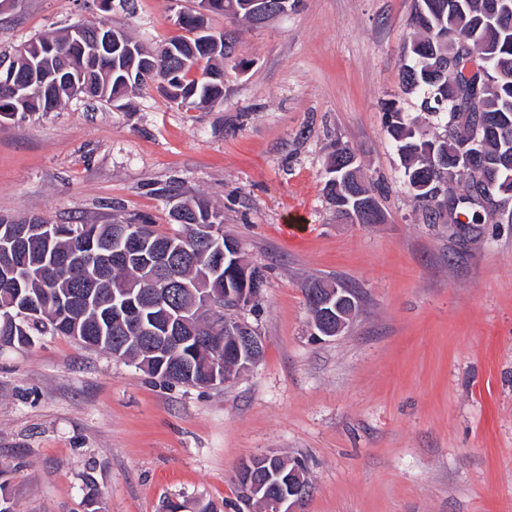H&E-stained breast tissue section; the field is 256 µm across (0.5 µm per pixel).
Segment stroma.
<instances>
[{"label": "stroma", "instance_id": "obj_1", "mask_svg": "<svg viewBox=\"0 0 512 512\" xmlns=\"http://www.w3.org/2000/svg\"><path fill=\"white\" fill-rule=\"evenodd\" d=\"M415 0H295L237 29L242 73L187 109L158 84L124 106L82 95L0 124V215L50 224L148 216L178 233L170 190L209 201L266 269L243 318L259 363L229 382H166L63 335L0 349V497L11 512H238L237 473L277 454L306 465L298 512H512V226L469 241L423 223L385 124L401 94ZM198 0H23L0 52L99 18L155 50ZM376 186L379 224L338 221L323 192L334 143ZM315 276L364 294L318 339Z\"/></svg>", "mask_w": 512, "mask_h": 512}]
</instances>
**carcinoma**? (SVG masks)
<instances>
[{"label": "carcinoma", "instance_id": "obj_1", "mask_svg": "<svg viewBox=\"0 0 512 512\" xmlns=\"http://www.w3.org/2000/svg\"><path fill=\"white\" fill-rule=\"evenodd\" d=\"M216 14L232 15L244 22L262 24L245 6L249 0H218ZM200 19L185 14L181 29L187 35L170 40L168 46L180 50V60L170 63L162 53H151L127 33L118 31L120 43L112 51L97 49L93 23H80L85 37L77 41L74 27L61 37H41L25 46V53L11 57L17 84L27 88L19 97L0 88V111L17 110L20 115L51 112L69 98L68 77L84 86L85 94L105 103H117L135 94L144 84L140 73L144 62L155 63L151 78L169 85L166 97L179 105L212 107L224 101L225 62L245 70L246 63L237 56L239 37L235 30L218 36L219 49L203 51L195 33ZM412 25L418 36L410 47V63L402 70L400 91L419 100L423 115L412 116L393 106L388 113V132L403 159L405 183L423 223L442 224L445 216H456V223L468 225L470 236L487 233L486 219L502 223L509 216L512 224V0H415ZM495 120L487 123L485 116ZM479 153V170L464 172L455 165L457 157L468 151ZM323 191L338 219H350L357 206L376 201L374 187L363 175L359 164L353 171L331 162L325 170ZM185 214L170 213L172 221L182 225V235H166L142 220H129L149 241V245L174 249L187 246L192 257L182 260L176 254L167 274L194 286L210 265L208 243L199 240V225L214 223L219 211L203 198L183 199ZM12 224H28L38 229L45 220L5 218L0 216V238ZM116 222L91 224L94 235L80 241L61 236L51 242L23 249L15 255L13 266L22 277L13 279L0 270V342L5 347H31L35 337L46 334L71 335L70 316L65 314L69 298L75 293H93L89 310L79 320V341L134 360L142 354L128 342L134 331L126 324L112 322L113 293L125 290L143 301L144 318L158 344L169 341L163 324L170 308L192 305L194 297L185 288H171L169 295L151 293L149 272L130 264L114 265L109 254ZM63 263L51 268L52 258ZM233 264L227 256L223 273L209 280L208 288L228 296L239 283L224 277ZM341 289L354 303L339 307L338 317L350 322L361 310L358 290L332 284L319 277L305 288L312 319L325 317L312 298L313 290ZM31 297L43 300L40 315L23 311ZM24 330H15V324ZM224 336L213 337L211 356L224 360V372L233 374L236 364L224 359ZM195 344H182L169 356L150 359L148 374L168 382L200 385L207 381L208 366L196 355Z\"/></svg>", "mask_w": 512, "mask_h": 512}]
</instances>
